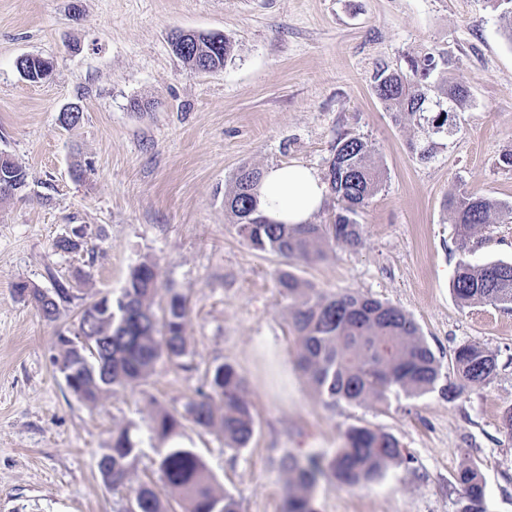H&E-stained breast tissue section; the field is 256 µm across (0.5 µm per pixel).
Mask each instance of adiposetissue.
Masks as SVG:
<instances>
[{
  "label": "adipose tissue",
  "instance_id": "adipose-tissue-1",
  "mask_svg": "<svg viewBox=\"0 0 512 512\" xmlns=\"http://www.w3.org/2000/svg\"><path fill=\"white\" fill-rule=\"evenodd\" d=\"M329 193L318 172L301 163L271 166L263 172L258 208L275 224H308L324 206Z\"/></svg>",
  "mask_w": 512,
  "mask_h": 512
}]
</instances>
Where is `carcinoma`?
Here are the masks:
<instances>
[{"mask_svg":"<svg viewBox=\"0 0 512 512\" xmlns=\"http://www.w3.org/2000/svg\"><path fill=\"white\" fill-rule=\"evenodd\" d=\"M231 51L224 38L219 48L204 45L201 56L217 71L224 68ZM440 64L448 65V58L427 54L409 60V76L384 68L375 78L376 94L393 119L398 122L408 117L425 128V140L411 144V151L422 161L432 157L434 137L451 134L457 113L470 102L469 91L460 84L431 85V75ZM261 176L256 168H240L234 190L224 199L225 209L236 218L241 234L254 249L305 263L321 256L322 245L330 240L359 244L362 229L355 215L383 184L382 171L373 161L368 143L360 137L344 136L337 140L328 168L329 186L340 204L334 223L249 224L247 219L255 217L254 195ZM446 207L462 242L494 214L512 221V206L489 197L454 194L448 196ZM278 285L294 301L298 366L325 404L384 403L392 393L421 396L438 388L441 365L403 309L358 292L328 294L290 272L279 276ZM452 291L462 307L512 305V263L461 260ZM157 295L156 264L140 262L130 268L125 286L112 298V310L124 311V318L106 316L103 296L82 308L73 337L56 336L55 365L59 372H69L65 383L77 399L95 405L119 388L140 385L162 359L191 369L183 363L189 355L186 298L169 289L158 303ZM71 299V288L58 281L54 300L36 310L53 322L60 305ZM452 361L459 376L473 384L484 382L497 368L496 356L476 344L456 348ZM206 385L208 390L198 391L187 403V416L196 426L219 433L225 448L238 451L247 447L254 435V418L242 377L232 365L223 363L208 373ZM150 420L152 438L158 442L157 471L165 489L178 498L182 512H240L238 501L218 486L194 449L167 444L180 434L181 421L165 411L151 414ZM140 453L128 428L113 430L111 442L98 459L108 462L106 469L99 470L100 476L110 481L112 490L129 491L140 512H167L155 487L135 482L134 466ZM403 460V448L394 435L353 427L329 461L328 470L340 484L358 486L381 478L391 465ZM279 465L285 475L283 512H316L313 488L322 473L316 461L286 453ZM457 482L463 488L459 512H486L485 486L478 468L463 467Z\"/></svg>","mask_w":512,"mask_h":512,"instance_id":"obj_1","label":"carcinoma"}]
</instances>
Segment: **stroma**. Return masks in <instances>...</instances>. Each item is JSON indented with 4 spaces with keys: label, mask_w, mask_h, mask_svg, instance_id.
I'll use <instances>...</instances> for the list:
<instances>
[{
    "label": "stroma",
    "mask_w": 512,
    "mask_h": 512,
    "mask_svg": "<svg viewBox=\"0 0 512 512\" xmlns=\"http://www.w3.org/2000/svg\"><path fill=\"white\" fill-rule=\"evenodd\" d=\"M492 0H0V153L26 173L0 201V512H119L97 460L116 427L141 442L140 480L159 483L148 425L153 408L184 415L206 373L232 364L255 421L247 448L185 423L241 512H282L286 453L328 464L345 432L379 428L406 459L359 487L321 476L317 512H458L460 468L477 466L486 512H512V309L459 306L450 274L460 259L512 262V223L492 219L460 244L448 195L512 205V42ZM177 30L219 32L232 56L217 72L173 52ZM446 53L435 80L467 87L469 107L429 161L411 151L423 131L395 122L374 93L381 67ZM50 59L51 78L18 71L23 55ZM79 105L64 128L59 112ZM365 140L384 174L356 220L358 246L328 242L323 259L296 264L255 250L224 208L242 166L295 161L327 174L336 142ZM82 169L75 179L73 169ZM80 232L74 253L54 249ZM160 288L183 293L191 370L162 360L141 386L88 406L53 363L57 333L73 334L82 307L119 293L142 260ZM290 272L329 293L359 292L406 311L456 381L464 344L492 351L498 368L449 399L391 395L384 404L326 406L297 363ZM73 299L45 321L15 283Z\"/></svg>",
    "instance_id": "35a3bbf8"
}]
</instances>
